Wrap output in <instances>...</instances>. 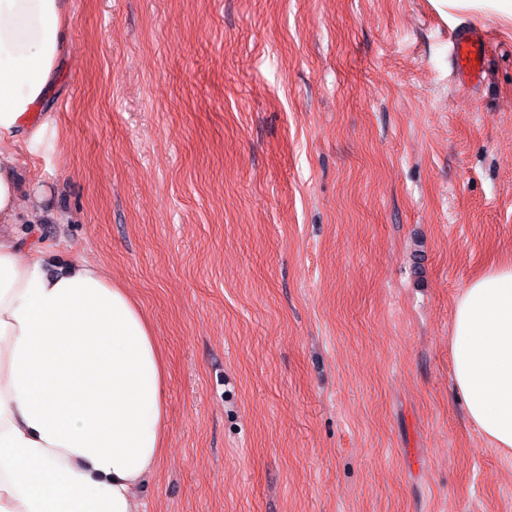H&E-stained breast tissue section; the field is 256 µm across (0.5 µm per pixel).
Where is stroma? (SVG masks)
<instances>
[{
	"instance_id": "stroma-1",
	"label": "stroma",
	"mask_w": 512,
	"mask_h": 512,
	"mask_svg": "<svg viewBox=\"0 0 512 512\" xmlns=\"http://www.w3.org/2000/svg\"><path fill=\"white\" fill-rule=\"evenodd\" d=\"M8 143L47 267L126 288L168 380L145 512H512L451 383L512 259V17L454 0H68ZM485 31L481 82L452 44Z\"/></svg>"
}]
</instances>
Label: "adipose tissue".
<instances>
[{
    "label": "adipose tissue",
    "mask_w": 512,
    "mask_h": 512,
    "mask_svg": "<svg viewBox=\"0 0 512 512\" xmlns=\"http://www.w3.org/2000/svg\"><path fill=\"white\" fill-rule=\"evenodd\" d=\"M66 0H0V139L42 132L69 50ZM20 212L0 151V224ZM453 387L470 423L512 452V262L455 299ZM167 368L126 289L98 266L51 273L42 247L0 236V512H140L164 451Z\"/></svg>",
    "instance_id": "obj_1"
}]
</instances>
